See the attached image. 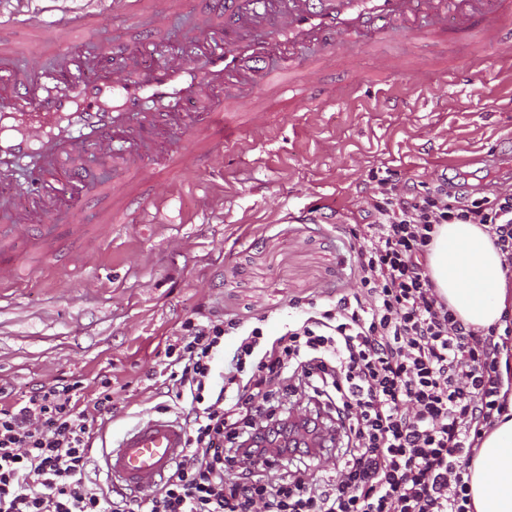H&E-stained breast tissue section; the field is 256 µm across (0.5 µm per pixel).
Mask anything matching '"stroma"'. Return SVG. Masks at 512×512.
I'll use <instances>...</instances> for the list:
<instances>
[{
	"mask_svg": "<svg viewBox=\"0 0 512 512\" xmlns=\"http://www.w3.org/2000/svg\"><path fill=\"white\" fill-rule=\"evenodd\" d=\"M88 4L28 0L30 28L0 40L40 48L59 13ZM156 24L150 0L108 10L92 47L136 44ZM382 51L403 71L378 74L366 54L325 64L304 99L267 91V135L242 133L223 158L174 173L178 190L161 215L140 185L124 222L107 229L98 266L74 272L68 238L27 263L21 287L0 288V379L20 392L62 373L90 386L111 376L114 417L95 442L103 451L173 405L161 352L186 318L259 325L273 340L298 304L356 290L345 228L369 222L374 178L421 187L444 177L479 199L512 186V72H467L462 37L441 46L404 35ZM417 61L431 68V86L408 77Z\"/></svg>",
	"mask_w": 512,
	"mask_h": 512,
	"instance_id": "stroma-1",
	"label": "stroma"
}]
</instances>
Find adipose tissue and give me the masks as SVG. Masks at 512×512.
I'll list each match as a JSON object with an SVG mask.
<instances>
[{
    "label": "adipose tissue",
    "instance_id": "obj_1",
    "mask_svg": "<svg viewBox=\"0 0 512 512\" xmlns=\"http://www.w3.org/2000/svg\"><path fill=\"white\" fill-rule=\"evenodd\" d=\"M505 257L476 224L442 225L427 256V271L439 294L465 324L486 328L505 309ZM474 512H512V416L486 431L470 464Z\"/></svg>",
    "mask_w": 512,
    "mask_h": 512
}]
</instances>
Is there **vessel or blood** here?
<instances>
[{"mask_svg":"<svg viewBox=\"0 0 512 512\" xmlns=\"http://www.w3.org/2000/svg\"><path fill=\"white\" fill-rule=\"evenodd\" d=\"M215 6L185 43L148 40L75 57L105 20L100 0L53 23L46 40L54 70L21 63L19 45H0V287L20 281V256L46 251L51 241L32 213L60 216L67 194L92 187L98 221L117 223L145 177L158 188L161 208L173 191L170 175L219 158L241 131L236 112L248 110L252 129L264 126L251 96L268 86L297 98L299 70L355 54L375 56L377 71L400 68L378 48L403 31L420 42L464 35L470 56L512 70V0H230ZM277 56L276 69L265 62ZM109 164L118 177L96 179L87 157ZM78 247L74 269L96 265L104 234L70 217ZM187 451L183 426L150 414L107 451L108 484L151 490Z\"/></svg>","mask_w":512,"mask_h":512,"instance_id":"b4317fda","label":"vessel or blood"}]
</instances>
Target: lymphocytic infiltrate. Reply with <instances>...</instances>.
I'll list each match as a JSON object with an SVG mask.
<instances>
[{
    "mask_svg": "<svg viewBox=\"0 0 512 512\" xmlns=\"http://www.w3.org/2000/svg\"><path fill=\"white\" fill-rule=\"evenodd\" d=\"M371 223L346 231L360 290L308 301L285 334L241 339L224 371L222 320L187 318L164 349L188 451L149 494L94 478L95 427L112 420V379L94 393L54 377L0 383V512H470V458L506 411L498 326L464 324L424 261L437 228L477 224L512 265V189L450 197L377 179ZM304 392L338 433L336 472L306 479V447L283 449L287 408L255 418V396Z\"/></svg>",
    "mask_w": 512,
    "mask_h": 512,
    "instance_id": "lymphocytic-infiltrate-1",
    "label": "lymphocytic infiltrate"
}]
</instances>
